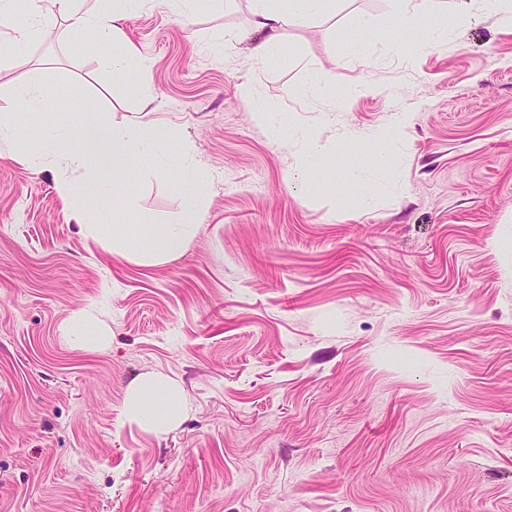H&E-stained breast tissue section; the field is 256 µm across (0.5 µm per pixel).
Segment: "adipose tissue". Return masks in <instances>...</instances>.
Listing matches in <instances>:
<instances>
[{
  "mask_svg": "<svg viewBox=\"0 0 512 512\" xmlns=\"http://www.w3.org/2000/svg\"><path fill=\"white\" fill-rule=\"evenodd\" d=\"M128 0H108L105 11L82 9L78 0H30L23 21H15V0H0V18L7 20L8 32L0 45L8 47L44 37L58 19H65L77 34H94L98 40H115L119 23L128 16ZM331 0H258L254 28L267 31L266 40L253 50L256 62L280 44V31L291 21L310 19L329 9ZM140 112L119 125L105 124L89 117L79 123V137L66 134L49 137L39 154L40 159L58 164L72 172L84 173V180L63 182L62 193L70 198L82 193L99 192L104 185L112 187V210L126 212L128 197L124 192L129 181V165L136 146L145 143L151 132L142 121L154 97L150 81H143L138 90ZM47 101L36 85L14 90L13 97L0 107V137H14L18 126L38 118ZM190 224H157L142 234L150 252L159 257L179 254L193 233ZM177 384L160 376L144 377L130 388L124 408L125 419L144 429L163 434L183 416L184 404L178 400Z\"/></svg>",
  "mask_w": 512,
  "mask_h": 512,
  "instance_id": "adipose-tissue-1",
  "label": "adipose tissue"
}]
</instances>
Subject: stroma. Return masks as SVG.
Returning a JSON list of instances; mask_svg holds the SVG:
<instances>
[{
	"mask_svg": "<svg viewBox=\"0 0 512 512\" xmlns=\"http://www.w3.org/2000/svg\"><path fill=\"white\" fill-rule=\"evenodd\" d=\"M421 3L446 44L396 29L395 0H335L257 64L253 0L186 26L154 0L114 42L60 19L13 50L0 96L35 84L50 106L0 139V512H512V28ZM361 15L376 28L353 55ZM129 43L154 102L128 221L195 219L175 258L137 238L113 255L72 214L111 223V190L71 204L66 172L16 159L138 110V65H109ZM309 131L334 176L288 185ZM76 316L110 343L66 340ZM147 374L187 406L161 435L124 418Z\"/></svg>",
	"mask_w": 512,
	"mask_h": 512,
	"instance_id": "1",
	"label": "stroma"
}]
</instances>
